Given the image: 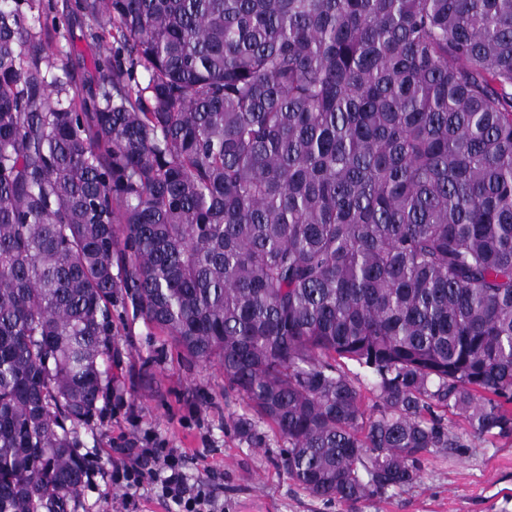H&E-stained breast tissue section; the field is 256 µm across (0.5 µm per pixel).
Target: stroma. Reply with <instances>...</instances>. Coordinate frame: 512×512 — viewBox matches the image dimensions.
<instances>
[{
  "mask_svg": "<svg viewBox=\"0 0 512 512\" xmlns=\"http://www.w3.org/2000/svg\"><path fill=\"white\" fill-rule=\"evenodd\" d=\"M75 0H30L28 16L39 18L55 47L70 58L74 88L86 91L95 62L108 53L93 40L90 26L75 11ZM119 352L117 381L101 405L94 446L88 458L111 468L109 450L119 432L151 435L187 453L208 449L207 463L218 471L216 483L224 512H512V438L473 436L462 417L445 419L463 446L427 455L418 481L370 497L355 507L311 496L291 480L280 463L283 441L261 426V447L242 442L232 422L247 412L241 398L225 394L218 366L180 354L174 342L142 319L122 310L112 316ZM206 463V464H207Z\"/></svg>",
  "mask_w": 512,
  "mask_h": 512,
  "instance_id": "obj_1",
  "label": "stroma"
}]
</instances>
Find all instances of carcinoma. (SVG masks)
I'll list each match as a JSON object with an SVG mask.
<instances>
[{"label":"carcinoma","mask_w":512,"mask_h":512,"mask_svg":"<svg viewBox=\"0 0 512 512\" xmlns=\"http://www.w3.org/2000/svg\"><path fill=\"white\" fill-rule=\"evenodd\" d=\"M0 0V512H79L112 309L217 363L353 506L512 438V0ZM376 378L366 413L345 370ZM28 17H40L36 30L48 31L54 46L70 58L73 87L85 92L94 73L95 62L108 54V47L89 36L90 26L75 13V0H29Z\"/></svg>","instance_id":"1"}]
</instances>
